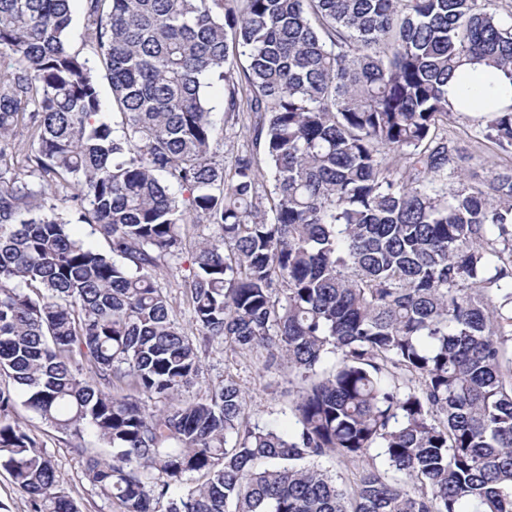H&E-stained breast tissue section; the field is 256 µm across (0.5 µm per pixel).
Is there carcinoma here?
<instances>
[{
  "instance_id": "1",
  "label": "carcinoma",
  "mask_w": 512,
  "mask_h": 512,
  "mask_svg": "<svg viewBox=\"0 0 512 512\" xmlns=\"http://www.w3.org/2000/svg\"><path fill=\"white\" fill-rule=\"evenodd\" d=\"M72 2L0 0V468L32 512L79 507L17 397L110 448L84 476L120 512H512V165L481 179L445 132L457 69L512 80V14L81 0L92 61ZM215 83L225 118L255 115L229 166ZM471 121L512 146V104ZM190 224L215 228L186 285L198 339L287 364L286 428L250 424L232 378L178 401L199 349L158 279Z\"/></svg>"
}]
</instances>
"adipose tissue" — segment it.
<instances>
[{"instance_id": "adipose-tissue-1", "label": "adipose tissue", "mask_w": 512, "mask_h": 512, "mask_svg": "<svg viewBox=\"0 0 512 512\" xmlns=\"http://www.w3.org/2000/svg\"><path fill=\"white\" fill-rule=\"evenodd\" d=\"M448 102L452 111L466 114L510 104L512 80L479 63L464 65L448 83Z\"/></svg>"}]
</instances>
